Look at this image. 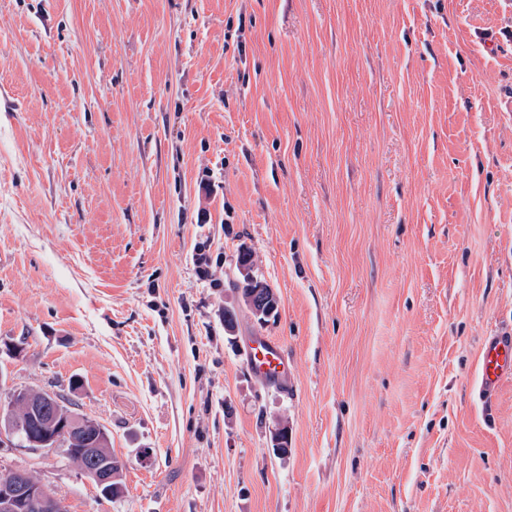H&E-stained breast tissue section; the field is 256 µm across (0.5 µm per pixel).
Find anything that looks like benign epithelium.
<instances>
[{
	"label": "benign epithelium",
	"mask_w": 512,
	"mask_h": 512,
	"mask_svg": "<svg viewBox=\"0 0 512 512\" xmlns=\"http://www.w3.org/2000/svg\"><path fill=\"white\" fill-rule=\"evenodd\" d=\"M254 284L267 293L261 302L248 299L249 310L262 322L278 298L267 282L256 278ZM109 440L102 424L68 411L67 403L50 390L16 388L10 392L7 405L0 404V449L17 445L57 451L67 458L76 455L85 474L108 497L112 482L117 480L106 453ZM0 512H67V507L46 486L28 483L21 473L0 482Z\"/></svg>",
	"instance_id": "obj_1"
}]
</instances>
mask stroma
Returning a JSON list of instances; mask_svg holds the SVG:
<instances>
[{
    "mask_svg": "<svg viewBox=\"0 0 512 512\" xmlns=\"http://www.w3.org/2000/svg\"><path fill=\"white\" fill-rule=\"evenodd\" d=\"M242 246L279 307L230 335ZM501 329L512 0H0V391L69 397L124 490L1 468L69 512H512ZM507 379H512V332L486 336L478 369L480 394L489 397ZM246 364L257 376L270 384L285 378L287 366L278 347L263 337L256 336L246 351Z\"/></svg>",
    "mask_w": 512,
    "mask_h": 512,
    "instance_id": "35a3bbf8",
    "label": "stroma"
}]
</instances>
